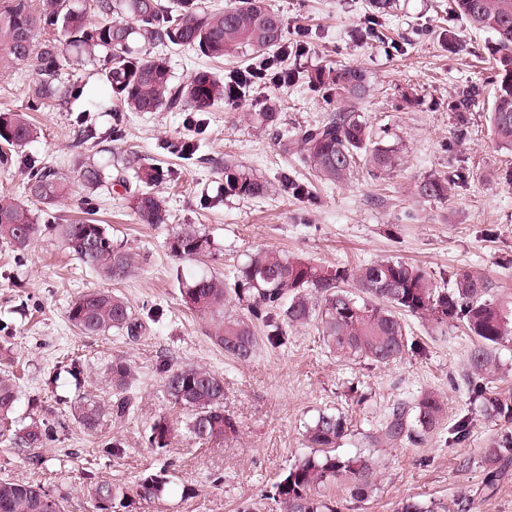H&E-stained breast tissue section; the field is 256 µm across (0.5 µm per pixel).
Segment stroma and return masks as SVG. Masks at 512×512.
<instances>
[{"instance_id":"obj_1","label":"stroma","mask_w":512,"mask_h":512,"mask_svg":"<svg viewBox=\"0 0 512 512\" xmlns=\"http://www.w3.org/2000/svg\"><path fill=\"white\" fill-rule=\"evenodd\" d=\"M278 13L288 47L285 68L292 80L279 86L264 80L244 89L238 100L221 101L202 113L119 112L111 100L101 63L64 64L60 82L79 95L68 107L31 113L39 134L13 148V163L0 164V194L28 208L43 233L27 250L0 241V364L18 377L16 418L64 422L53 440L39 448L0 444V477L40 484L68 499V512H92L83 488L90 480L132 483L167 466L170 484L160 505L139 504L135 512H237L253 503L271 512L267 494L274 482L306 454L303 433L319 411L345 415L350 436L342 454L371 453L378 464L377 488L367 499L350 497L345 481L328 487L338 512H394L411 496L434 502L438 512H458L461 499L472 512H512V470L496 489H486L484 451L503 429L484 412L463 380L470 336L455 326L436 327L407 317L422 347L382 366L362 360L336 362L315 325L294 329L285 347L260 346L248 361L224 354L210 339V320L187 310L183 282L203 274L232 279L248 254L275 248L318 265L355 269L377 260H402L426 270L438 285L456 273L485 276L503 300H512V151L496 148L488 130L492 72L485 61L489 33L471 29L448 0H395L381 16V38L371 37L369 0H264ZM455 33L460 52L449 51L442 29ZM174 81L199 71L218 78L245 69L244 54L215 61L186 48L157 47ZM354 65L369 76L370 93L360 113L399 147L395 169L373 174L357 166L341 184L316 182L298 150L282 152L274 135L248 116L264 111L270 98L280 104L279 133L292 136L336 109L308 75L320 67ZM475 88L466 125L453 105L459 92ZM88 141L73 142L79 127ZM188 140L190 153L174 151ZM158 167V191L168 201L166 223H137L121 186L89 195L75 187L48 206L28 192L29 162L75 174L86 160L112 168L129 153ZM247 165L272 186L262 199L224 194V163ZM462 174L452 197L412 195L414 181L430 173ZM305 183L309 198L281 187L282 177ZM93 215L114 240L137 255L125 280L110 282L84 267L64 247L55 227ZM194 225L214 242L211 254L181 261L168 241L183 225ZM112 289L143 321L140 336L117 332L86 336L67 319L71 301L90 289ZM164 314L154 319L150 307ZM122 358L135 375V413L123 425L104 421L87 430L71 420L74 398L106 404L112 360ZM195 365L224 377V411L238 424L235 434L206 444L175 440L170 448H149L145 431L161 414L180 420L184 411L163 394L161 360ZM434 393L445 407L436 432L419 446L369 448L366 432L383 423L393 405ZM473 427L465 442L448 445V432L462 416ZM197 490L183 495L184 486Z\"/></svg>"}]
</instances>
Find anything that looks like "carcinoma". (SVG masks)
<instances>
[{"mask_svg": "<svg viewBox=\"0 0 512 512\" xmlns=\"http://www.w3.org/2000/svg\"><path fill=\"white\" fill-rule=\"evenodd\" d=\"M454 12L471 28L492 33L486 50L494 62L495 94L488 116L494 142L512 149V0H453ZM51 29L54 37L37 39V31ZM282 21L256 7V0H242L223 11H213L202 0H42L34 11L29 0H0V73L23 65L35 75L28 94L32 102L57 106L73 98V89L61 84L58 71L70 51L75 59L95 60L104 56L112 97L124 112H205L216 102L238 96L241 83L220 80L199 71L187 81L172 80L166 59L139 54L134 45L192 48L214 58H235L249 51L263 59L277 60L271 53L281 44ZM309 82L325 87L336 98V112L322 122L306 127L293 141L281 137L284 153L299 148L305 163L316 176L331 183L343 182L353 171L359 155L377 173L395 168L398 147L372 130L359 114L369 78L357 66L319 68ZM278 105L271 101L266 111L252 120L264 130L279 122ZM37 135L36 126L24 112L0 113V142L21 147ZM123 183L128 208L142 224H164L168 219L165 198L152 189L160 180L158 168L136 158H125L116 167ZM77 181L95 192L112 181V175L93 162L82 164ZM456 181L432 173L415 185V194L446 199ZM268 181L252 168L224 163V195L259 198L269 191ZM32 197L44 204L68 198L73 181L53 168L33 171L28 183ZM35 217L12 198L0 196V240L23 251L40 235ZM65 248L88 269L114 282L127 278L135 268L132 251L112 240L104 225L94 219L59 225ZM170 253L180 260H195L214 249L206 234L187 226L169 239ZM357 291L345 287L348 279ZM185 306L200 317L224 312V301L232 296L243 315L227 317L211 334L224 354L239 361L249 360L259 345L256 323L262 322L266 344H287L288 329L314 322L329 353L342 362L365 358L389 365L420 349L406 331L403 315L425 317L438 326H462L475 344L467 358L464 377L481 397L484 381L499 370L496 349L512 339V306L497 297L494 288L480 275H455L451 288L439 287L422 268L404 261L380 260L351 273L345 268L329 269L292 257L277 249H260L248 255L231 283L216 275H202L180 288ZM68 321L86 336H101L111 330L134 338L142 328L129 303L111 290H89L76 298L67 311ZM115 400L108 407L78 400L70 406L72 418L88 429L107 417L126 421L135 410V380L128 363L112 361L108 370ZM163 392L172 405L187 412L184 422L166 415L154 419L146 430V443L156 450L170 446L175 433L209 443L237 430L236 421L224 414V377L204 367L185 365L164 368ZM18 400L13 372L0 368V436L17 448H38L53 438L55 429L37 420L27 425L13 423ZM488 414L512 422V395L499 393L487 400ZM444 416V406L431 393L394 406L385 422L366 436L373 448L418 445L434 434ZM472 418L461 417L448 440L458 444L468 437ZM346 418L336 412H321L306 427L305 438L312 451L296 460L274 483L271 499L279 512H337L334 501L322 490L342 479L350 496L364 499L377 481L375 460L360 453L338 455L336 448L348 436ZM485 484L493 487L499 468L512 463V432H504L485 451ZM168 478L166 469L141 476L131 485L107 480L89 483L87 496L94 512H121L136 502L156 503L163 499ZM49 500L52 505L44 506ZM0 512H65L64 500L27 481L0 479ZM395 512H437L408 497L397 503Z\"/></svg>", "mask_w": 512, "mask_h": 512, "instance_id": "carcinoma-1", "label": "carcinoma"}]
</instances>
